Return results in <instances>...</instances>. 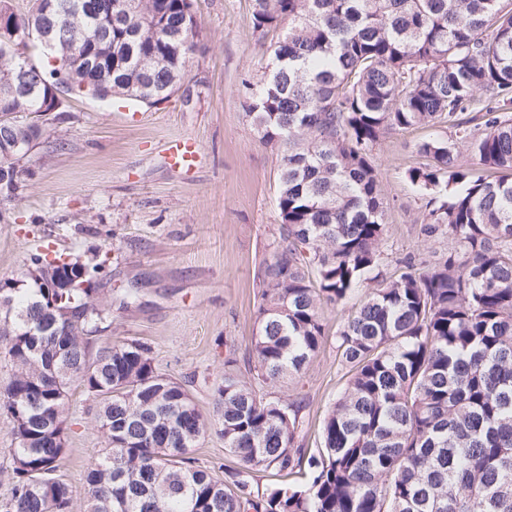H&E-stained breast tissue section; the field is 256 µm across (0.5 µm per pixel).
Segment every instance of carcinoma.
I'll return each mask as SVG.
<instances>
[{"mask_svg":"<svg viewBox=\"0 0 512 512\" xmlns=\"http://www.w3.org/2000/svg\"><path fill=\"white\" fill-rule=\"evenodd\" d=\"M25 14L0 0L22 38L0 57V85L15 60L33 83L0 94V113L30 123L62 86L104 83L111 96L154 105L186 78L200 31L188 0H120L100 22L84 11L55 19V55H41L49 2ZM252 22L278 33L266 72L243 82L242 106L281 156V231L260 271L251 340L254 373L224 359L216 411L158 371L130 340L92 350L109 316L79 290L5 288L0 357L14 367L0 411L16 421L9 488L0 512H72L59 474L68 398L81 384L98 403L107 447L91 464L85 512H512V0H253ZM95 45V73L72 57ZM444 126L407 169L422 192L424 234L453 246L431 262L384 268L386 197L374 154L382 138ZM465 147L483 169L463 167ZM24 148L0 154V192L18 189ZM359 304L336 332L345 387L321 425L323 448L303 446V399L270 397L302 381L325 343L322 308ZM83 309L73 332L29 334L25 318L49 305ZM225 453L273 486L254 494L236 469L196 465L211 433Z\"/></svg>","mask_w":512,"mask_h":512,"instance_id":"1","label":"carcinoma"}]
</instances>
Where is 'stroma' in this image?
Instances as JSON below:
<instances>
[{"mask_svg":"<svg viewBox=\"0 0 512 512\" xmlns=\"http://www.w3.org/2000/svg\"><path fill=\"white\" fill-rule=\"evenodd\" d=\"M195 3L199 47L169 101L138 104L140 120L129 125L88 96L43 116L44 134L21 165L18 190L0 196V279L20 277L37 250L101 264L98 280L112 316L98 344L144 343L160 371L187 385L209 414L225 357L249 371L259 272L281 227L280 157L260 141L239 95L242 81L262 78L276 36L254 28L252 0ZM435 133L400 131L375 149L389 203L386 263L431 260L449 247L448 239L423 234L421 195L405 177L420 162L414 143ZM180 136L200 145L194 172L164 161L168 141ZM341 319L339 308L325 307L327 340L301 391L313 449L346 380L335 348ZM69 418L61 472L73 512H84L87 474L106 443L96 404L77 385Z\"/></svg>","mask_w":512,"mask_h":512,"instance_id":"obj_1","label":"stroma"}]
</instances>
